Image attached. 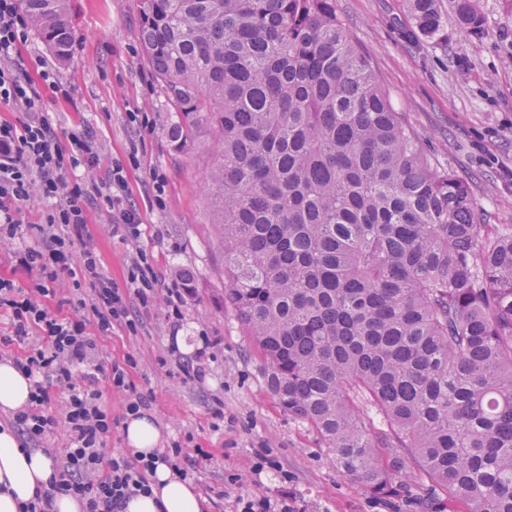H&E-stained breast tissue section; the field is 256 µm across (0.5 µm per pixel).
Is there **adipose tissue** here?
Listing matches in <instances>:
<instances>
[{
	"mask_svg": "<svg viewBox=\"0 0 512 512\" xmlns=\"http://www.w3.org/2000/svg\"><path fill=\"white\" fill-rule=\"evenodd\" d=\"M31 383L10 361H0V412L24 408ZM124 439L137 454L161 453L165 436L151 413L128 417ZM56 470L53 456L45 449L24 450L10 427H0V512H19L35 496L37 483L47 482ZM151 494L133 496L125 512H203V499L192 483L164 462H157L150 476Z\"/></svg>",
	"mask_w": 512,
	"mask_h": 512,
	"instance_id": "obj_1",
	"label": "adipose tissue"
}]
</instances>
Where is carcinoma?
Instances as JSON below:
<instances>
[{"label": "carcinoma", "mask_w": 512, "mask_h": 512, "mask_svg": "<svg viewBox=\"0 0 512 512\" xmlns=\"http://www.w3.org/2000/svg\"><path fill=\"white\" fill-rule=\"evenodd\" d=\"M60 60L67 0H18ZM435 38L437 0H407ZM174 149L214 137L224 296L271 394L374 497L415 463L459 512H512V226L395 110L336 0H137ZM476 34V0H453Z\"/></svg>", "instance_id": "1"}]
</instances>
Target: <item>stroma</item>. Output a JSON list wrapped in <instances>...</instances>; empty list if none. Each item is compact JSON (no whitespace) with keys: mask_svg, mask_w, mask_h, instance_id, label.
Returning a JSON list of instances; mask_svg holds the SVG:
<instances>
[{"mask_svg":"<svg viewBox=\"0 0 512 512\" xmlns=\"http://www.w3.org/2000/svg\"><path fill=\"white\" fill-rule=\"evenodd\" d=\"M443 30L421 39L406 0H336V11L371 58L390 94L423 145L469 183L480 220L512 224V11L504 0H478L485 28L462 31L450 0H439ZM73 44L58 61L37 36H30L8 65L38 79L42 67L55 70L66 96L43 90L47 112L60 141L84 132L105 157L124 161L125 207L142 224L141 247L151 255L163 283L183 275L192 293L173 346L164 309L143 314L136 331L114 326L97 337L102 363L135 354L132 388L149 395L148 410L163 425L167 440L193 436L209 454L192 482L206 500V512H231L238 495L277 499L289 492L298 512H419L433 494L430 478L417 467L403 471L408 495L394 502L368 495L345 477L334 453L307 424L288 416L267 388L263 360L251 336L224 297V254L209 214L210 134L192 149L175 151L174 115L140 49L137 0H69ZM146 112L150 126L133 121ZM136 164H128L129 154ZM163 178V206L153 201L155 178ZM100 259L113 282L124 284L130 253L113 236L112 212L96 197L84 201ZM219 344L201 381L184 380L180 362L200 345V331ZM223 403V419L214 418ZM272 464L255 471L257 453ZM246 475L243 487L227 482Z\"/></svg>","mask_w":512,"mask_h":512,"instance_id":"1","label":"stroma"}]
</instances>
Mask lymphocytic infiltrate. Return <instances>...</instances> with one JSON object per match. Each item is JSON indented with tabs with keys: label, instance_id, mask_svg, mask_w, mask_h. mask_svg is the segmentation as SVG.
Masks as SVG:
<instances>
[{
	"label": "lymphocytic infiltrate",
	"instance_id": "f902f5d3",
	"mask_svg": "<svg viewBox=\"0 0 512 512\" xmlns=\"http://www.w3.org/2000/svg\"><path fill=\"white\" fill-rule=\"evenodd\" d=\"M27 38L28 24L18 0H0V104L27 115L18 123L0 122V241L11 243V262L27 277L23 287L0 278V311L10 317V331L0 336V346L23 345L14 366L35 380L29 406L15 412L7 424L26 448L39 444L56 428L65 432L57 474L48 488L36 491L25 512H48L58 493L83 501L85 512H123L131 496L149 493L155 462L109 451L112 413L103 404L104 395H123L130 415L146 407L147 401L132 392L128 381L136 357L129 354L102 366L87 329L95 327L101 336L110 335L113 325L121 323L136 330L129 307L133 298L146 309L164 304L169 323H178L191 290L182 278L162 286L140 247V217L123 206V163L113 161L104 182L69 179L70 170L93 168L101 156L83 134L71 135L68 144H61L48 116L35 114L41 86H58L53 70H41L35 82L2 68V61L11 59ZM35 192L48 208L38 223L26 225L19 218L21 206ZM91 194L112 210L132 248L124 285L112 281L99 258L83 207ZM75 251L80 254L76 261L71 258ZM62 285L71 307L66 315L44 304ZM103 372L108 375L104 383L99 380ZM54 389L64 396L56 406L50 396Z\"/></svg>",
	"mask_w": 512,
	"mask_h": 512
}]
</instances>
